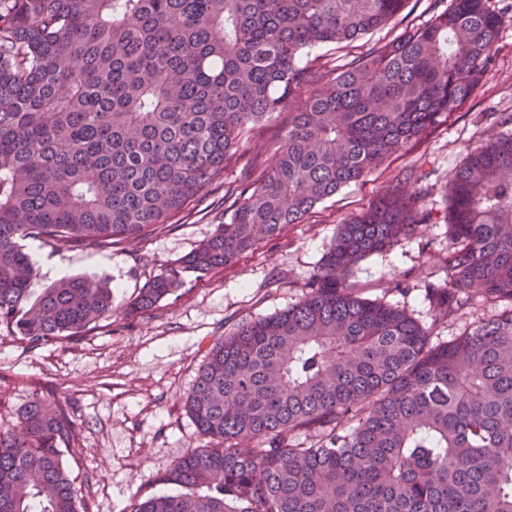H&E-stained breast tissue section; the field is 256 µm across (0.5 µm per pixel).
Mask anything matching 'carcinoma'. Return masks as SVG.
<instances>
[{
    "label": "carcinoma",
    "instance_id": "1",
    "mask_svg": "<svg viewBox=\"0 0 512 512\" xmlns=\"http://www.w3.org/2000/svg\"><path fill=\"white\" fill-rule=\"evenodd\" d=\"M406 0H0V333L38 348L112 317L99 275L38 294L21 241L110 248L224 181L249 130L285 108L230 220L142 289L148 310L358 181L475 93L501 15L450 0L335 74L302 64L392 21ZM385 194L339 229L308 292L210 344L187 401L207 445L131 512H512V134L470 152L446 196L435 318L507 303L446 342L350 282L427 218ZM0 429V512H79L67 405L37 397ZM304 434L311 443L294 440Z\"/></svg>",
    "mask_w": 512,
    "mask_h": 512
}]
</instances>
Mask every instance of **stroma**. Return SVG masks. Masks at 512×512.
Segmentation results:
<instances>
[{"label":"stroma","instance_id":"35a3bbf8","mask_svg":"<svg viewBox=\"0 0 512 512\" xmlns=\"http://www.w3.org/2000/svg\"><path fill=\"white\" fill-rule=\"evenodd\" d=\"M491 3L502 12L503 25L491 65L466 104L443 114L419 138L300 223L286 225L232 264L188 276L150 311L130 314L126 308L149 280L178 264L223 223L224 186L235 183L237 172L225 173L222 183L187 201L165 224L109 249L56 250L25 240L35 261L33 291L72 275H104L112 282L111 320L87 330L78 342L28 350L0 337V426H15L19 410L35 396L68 402L77 431L69 465L86 512H128L133 501L173 493L165 473L205 443L186 401L212 341L241 320L269 316L299 301L340 225L366 212L392 187L414 190V176H424L429 187L423 200L429 222L391 250L359 262L351 282L364 297L406 309L435 342L501 313V303L477 294L439 321L426 292L429 282L442 279L448 253L445 187L471 150L501 133L494 113H512V0ZM440 6V0H407L401 15L384 28L349 44L315 48L308 60L328 70L338 68L425 24Z\"/></svg>","mask_w":512,"mask_h":512}]
</instances>
